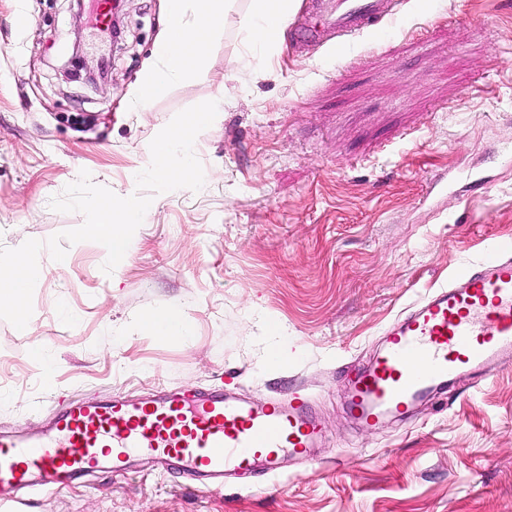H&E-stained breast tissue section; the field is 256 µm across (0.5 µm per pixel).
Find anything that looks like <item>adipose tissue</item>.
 <instances>
[{
    "label": "adipose tissue",
    "mask_w": 512,
    "mask_h": 512,
    "mask_svg": "<svg viewBox=\"0 0 512 512\" xmlns=\"http://www.w3.org/2000/svg\"><path fill=\"white\" fill-rule=\"evenodd\" d=\"M293 0H250L238 27L244 42L272 50L279 42ZM235 9V0H167L168 23L159 41L154 64L140 75L131 93L138 111L161 96L171 83L194 76L206 58L213 34Z\"/></svg>",
    "instance_id": "obj_1"
}]
</instances>
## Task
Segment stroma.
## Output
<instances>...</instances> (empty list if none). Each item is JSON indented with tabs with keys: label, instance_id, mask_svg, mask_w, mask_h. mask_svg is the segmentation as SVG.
Here are the masks:
<instances>
[{
	"label": "stroma",
	"instance_id": "obj_1",
	"mask_svg": "<svg viewBox=\"0 0 512 512\" xmlns=\"http://www.w3.org/2000/svg\"><path fill=\"white\" fill-rule=\"evenodd\" d=\"M248 6L237 0L199 75L135 112L127 97L163 33V0H127L120 46L70 0H0L2 247L80 226L81 213L49 206L80 171L132 195L154 136L190 106L220 107L194 144L203 188L156 195L112 273L96 242L62 263L40 252L27 327L0 319V428L37 429L71 394L221 388L261 402L301 385L324 430L318 459L212 488L144 456L16 512H512V367L405 425L363 429L342 399L382 328L489 244L512 248V0H407L353 39L351 58L292 50L285 34L246 70L236 21ZM76 38L85 61L110 60L107 82L63 75ZM172 309L181 337L141 329ZM276 326L285 365L271 355Z\"/></svg>",
	"mask_w": 512,
	"mask_h": 512
}]
</instances>
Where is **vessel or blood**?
<instances>
[{
	"label": "vessel or blood",
	"instance_id": "vessel-or-blood-1",
	"mask_svg": "<svg viewBox=\"0 0 512 512\" xmlns=\"http://www.w3.org/2000/svg\"><path fill=\"white\" fill-rule=\"evenodd\" d=\"M403 0H304L290 25L297 47L345 44L398 15ZM512 364V254L494 251L425 295L381 332L369 362L347 372L344 398L366 429L406 421L463 379ZM323 440L310 397L261 404L220 391L115 395L69 403L39 433H0V508L19 491L55 489L96 468L127 471L133 455L177 461L202 479L276 476L284 459L315 460Z\"/></svg>",
	"mask_w": 512,
	"mask_h": 512
}]
</instances>
